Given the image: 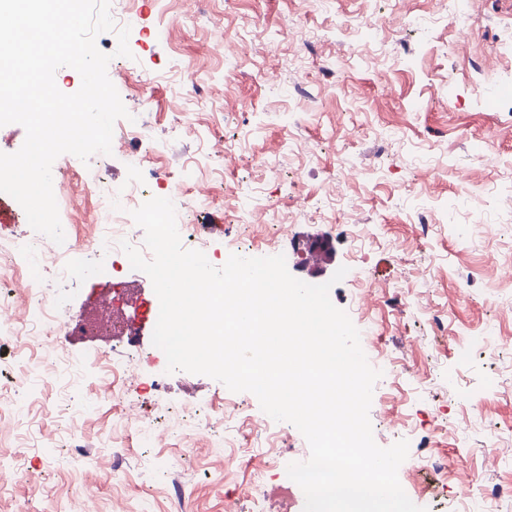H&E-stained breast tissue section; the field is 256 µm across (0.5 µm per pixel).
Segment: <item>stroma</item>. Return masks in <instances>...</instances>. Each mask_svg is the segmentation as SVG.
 I'll list each match as a JSON object with an SVG mask.
<instances>
[{"label": "stroma", "instance_id": "obj_1", "mask_svg": "<svg viewBox=\"0 0 512 512\" xmlns=\"http://www.w3.org/2000/svg\"><path fill=\"white\" fill-rule=\"evenodd\" d=\"M446 0H136L131 57L115 56V32L97 36L109 77L125 71L126 108L145 112L157 143L182 144L194 168L192 192L164 180L165 155L138 170L134 144L115 128L112 153L92 155L79 174L137 181L172 200L183 239L216 267L230 255L276 249L287 269L311 283L331 282L335 306L357 329L371 327L389 363L369 417L376 443H409L400 466L448 459L441 495L402 481L427 512H460L465 475L493 443L512 441V0H476L464 27L444 19ZM193 82L206 101L190 109L173 78ZM315 98L304 96L306 84ZM189 112L197 135L174 123ZM288 224L279 235L267 221ZM433 229L421 235L418 212ZM328 240L333 260L307 259L311 240ZM348 272L340 282L339 267ZM371 285L357 287L359 277ZM399 305H387L394 293ZM48 296L72 317L91 302L111 304L112 287L94 274L55 284ZM447 315L435 334L430 311ZM493 328L490 347L462 337ZM15 342H0V400L23 403V425L0 427V455L26 473L0 469V512H224L237 483L224 480V437L236 423L184 438L176 405L192 395L216 406L234 401L270 429L287 430L288 460L310 450L296 427L262 411L256 396L185 371L156 387L145 368L138 390H100L87 370L73 396L99 392L75 426L90 447L85 462L54 411L55 388L11 387ZM159 419L152 447H138L121 419ZM17 467V468H18Z\"/></svg>", "mask_w": 512, "mask_h": 512}]
</instances>
